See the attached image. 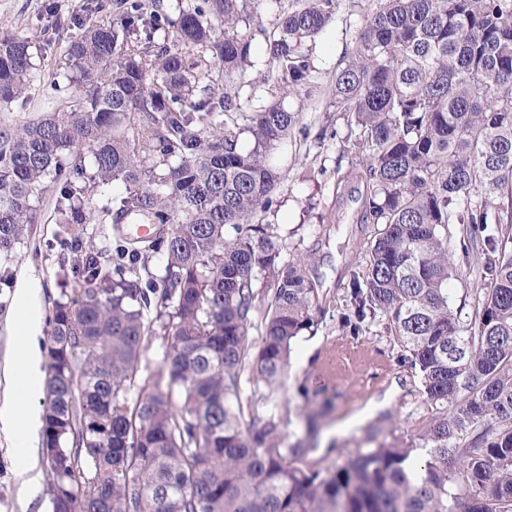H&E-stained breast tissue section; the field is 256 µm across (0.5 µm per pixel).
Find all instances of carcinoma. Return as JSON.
Segmentation results:
<instances>
[{"label":"carcinoma","instance_id":"obj_1","mask_svg":"<svg viewBox=\"0 0 512 512\" xmlns=\"http://www.w3.org/2000/svg\"><path fill=\"white\" fill-rule=\"evenodd\" d=\"M250 4L192 0L173 16L160 0H125L116 22L74 21L65 79L78 93L0 121V257L54 186L82 277L51 320L42 445L58 452L41 462L52 512H512V0H377L336 70V108L362 133V218L383 225L352 273L343 326L358 336L382 314L442 411L419 446L382 443L324 470L285 445L275 410L242 405L244 373L277 392L321 312L303 264L283 261L255 222L298 114L243 111ZM336 8L301 0L265 39L283 94L308 83V43ZM32 58L30 38L0 33V109L28 98ZM116 183L120 196L86 209ZM108 218L154 233L124 237L112 258L82 240ZM156 253L160 287L143 288L125 258ZM456 254L491 276L467 326L448 296ZM157 328L164 386L138 374Z\"/></svg>","mask_w":512,"mask_h":512}]
</instances>
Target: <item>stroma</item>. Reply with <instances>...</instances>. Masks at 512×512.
<instances>
[{"label":"stroma","instance_id":"obj_1","mask_svg":"<svg viewBox=\"0 0 512 512\" xmlns=\"http://www.w3.org/2000/svg\"><path fill=\"white\" fill-rule=\"evenodd\" d=\"M376 0H337L336 15L316 39L306 87L287 99L299 122L279 153L281 182L270 209L259 212V222L271 226L283 261L311 257L310 276L316 277L321 323L316 334H302L293 346L288 371L276 401L244 374V402L249 410L265 413L278 408L287 443L306 439L307 462L320 467L342 461L357 449L379 444L415 441L436 415L417 374L401 360L397 343L383 317H375L362 334L342 327L350 299V276L365 268L377 227L360 223L357 180L361 156L353 146L346 116L332 105L333 77L343 56L354 45L357 31ZM87 0H0V31L35 38L43 43L34 58L29 97L0 112V119L17 123L42 112L55 111L76 86L54 92L50 84L64 58L67 36L45 27V13L55 10L62 20L109 22L120 10V0H106L105 10L90 13ZM296 5L281 0L270 8L254 0L243 29L252 34L256 51H263L266 33ZM54 192L42 198L41 218L10 259L0 260V369L19 348L20 321L14 303L16 289L26 278L40 286L44 313H51L62 295L73 294L81 277L62 263L59 227L52 221ZM488 275L478 268L460 267L450 283L451 300L462 322L474 316L473 294L488 287ZM313 394L315 406L326 413L313 436H306L302 418V391ZM30 474L13 460L12 440L0 432V512H52L47 476L30 485Z\"/></svg>","mask_w":512,"mask_h":512}]
</instances>
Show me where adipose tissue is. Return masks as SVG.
Segmentation results:
<instances>
[{"label":"adipose tissue","instance_id":"adipose-tissue-1","mask_svg":"<svg viewBox=\"0 0 512 512\" xmlns=\"http://www.w3.org/2000/svg\"><path fill=\"white\" fill-rule=\"evenodd\" d=\"M20 314V331L23 336L21 349L13 360L0 371L12 387L27 392H37L42 378V356L38 338L42 332L43 311L40 291L26 285L18 289L15 298ZM38 419L29 412L21 411L18 402L0 406V430L13 437V452L16 463L27 470H34L32 461V431Z\"/></svg>","mask_w":512,"mask_h":512}]
</instances>
